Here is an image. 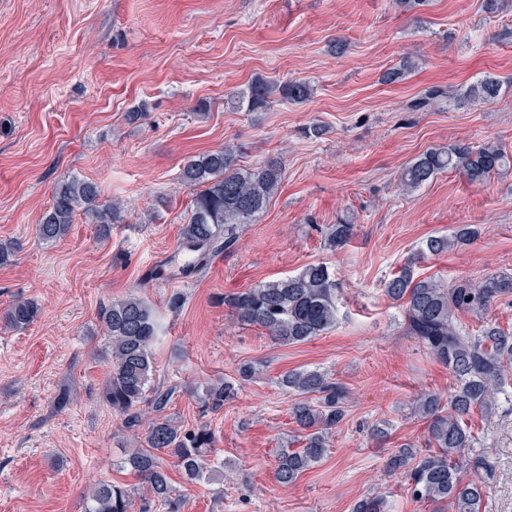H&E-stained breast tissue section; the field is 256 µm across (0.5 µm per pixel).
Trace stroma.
<instances>
[{
    "label": "stroma",
    "instance_id": "1",
    "mask_svg": "<svg viewBox=\"0 0 512 512\" xmlns=\"http://www.w3.org/2000/svg\"><path fill=\"white\" fill-rule=\"evenodd\" d=\"M407 60L411 70L383 83ZM487 75L500 83L496 100H466ZM259 77L305 80L314 95L232 108L230 97ZM431 89L437 105L415 108ZM315 121L317 138L307 133ZM464 141L512 157V0L494 13L482 0L409 11L393 0H0V241L19 245L0 265V313L20 298L41 306L26 329L0 325V512H84L103 481L142 493L122 464L139 440L100 397L109 343L98 313L131 295L157 313L154 382L173 391L168 416L208 423L219 450L208 479L170 468L184 512H352L375 494L384 512H432L388 460L425 444L415 394L446 396L455 381L407 333L384 283L406 265L448 283L512 272V168L481 184L453 170L414 192L400 187L420 154ZM228 142L246 167L281 159L278 193L193 282L145 280L144 268L180 242L192 199L185 162ZM64 175L123 202L124 223L104 238L79 215L64 240L39 239ZM340 222L353 234L329 249L326 231ZM459 224L477 225L479 237L423 252ZM317 262L336 271L335 327L280 345L233 322L226 295ZM245 363L254 372L243 382ZM303 369L345 387L349 402L322 460L284 486L276 459L298 432L280 380ZM220 379L240 382L237 396L201 416L199 393ZM64 385L72 399L61 409ZM468 425L475 444L461 459L483 486L480 512H512V405L474 411Z\"/></svg>",
    "mask_w": 512,
    "mask_h": 512
}]
</instances>
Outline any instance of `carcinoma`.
<instances>
[{"label": "carcinoma", "mask_w": 512, "mask_h": 512, "mask_svg": "<svg viewBox=\"0 0 512 512\" xmlns=\"http://www.w3.org/2000/svg\"><path fill=\"white\" fill-rule=\"evenodd\" d=\"M499 91V82L485 77L469 86L467 98L490 102ZM313 93L307 81L273 84L257 78L233 96V104L259 111L270 106L273 97L301 104ZM239 155L240 147L228 143L220 150L192 157L182 170L183 182L193 189L194 196L181 245L197 253L200 265L219 249L233 247L239 227L253 223L282 184L283 168L278 160L245 169L239 164ZM511 165L512 160L494 144L455 143L422 153L404 169L401 186L407 192L417 190L446 170H458L470 182L482 183ZM99 196L94 182L70 176L60 179L53 188L51 205L37 225V235L46 242L63 239L79 209L97 225L99 235H108L112 225L124 222L125 208L120 202L102 204ZM352 230L351 224L331 225L326 246L333 250L343 247ZM477 235L475 226L461 224L449 235L428 238L425 250L438 255ZM336 291V272L318 262L285 278L226 296L224 304L237 323L259 326L271 340L293 345L310 341L336 325ZM385 293L402 303L408 334L448 366L457 381L446 403L430 390L415 397L412 411L427 424L429 449L421 453L408 445L391 459L390 468L406 469L407 491L416 501L436 510L446 506L451 512H479L482 486L462 477L460 463L452 455L474 447V435L465 418L475 409H494L504 394L503 382L512 375V333L490 322L473 335L456 322L455 312L485 310L512 296V273L490 274L476 284L466 280L447 284L432 276L418 279L406 266L385 283ZM39 312L35 303L18 299L3 321L22 330ZM100 322L111 340L102 398L120 414L126 430L141 436L140 447L125 461L147 486L137 512H183L184 501L173 490L163 460H172L190 482L203 479L204 462L216 452L213 432L206 424L177 426L165 415L173 392L151 384L155 374L151 345L159 326L150 304L136 297L114 301L101 310ZM280 384L304 396L292 408L303 444L282 450L277 459V480L289 485L324 457L327 434L346 417V390L318 370L290 371ZM234 395L235 388L229 383L219 380L211 384L199 399L202 412L219 413ZM132 509L130 492L111 482L98 484L85 506V512Z\"/></svg>", "instance_id": "cac0c4a2"}]
</instances>
